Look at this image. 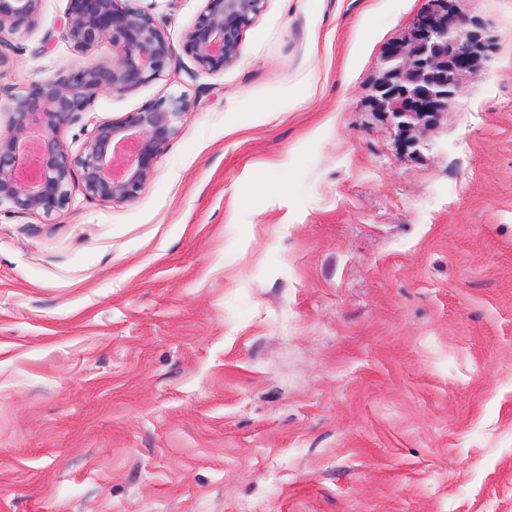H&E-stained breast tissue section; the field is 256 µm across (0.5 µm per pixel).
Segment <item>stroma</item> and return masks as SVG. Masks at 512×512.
I'll return each instance as SVG.
<instances>
[{"label": "stroma", "mask_w": 512, "mask_h": 512, "mask_svg": "<svg viewBox=\"0 0 512 512\" xmlns=\"http://www.w3.org/2000/svg\"><path fill=\"white\" fill-rule=\"evenodd\" d=\"M181 45L204 0H138ZM427 0H265L138 199L0 207V512H512V0L406 150L369 98ZM67 0L0 100L69 70Z\"/></svg>", "instance_id": "1"}]
</instances>
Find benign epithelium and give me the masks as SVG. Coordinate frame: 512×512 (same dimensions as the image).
Here are the masks:
<instances>
[{"instance_id": "obj_1", "label": "benign epithelium", "mask_w": 512, "mask_h": 512, "mask_svg": "<svg viewBox=\"0 0 512 512\" xmlns=\"http://www.w3.org/2000/svg\"><path fill=\"white\" fill-rule=\"evenodd\" d=\"M264 0H205L181 49L198 66L217 73L237 60L242 32L261 12ZM41 0H0V35L32 28ZM62 36L86 54L112 43L111 60L79 63L68 72L27 85L0 111V204L46 217L68 207L71 185L104 203L131 202L146 188L157 158L189 112L185 96L144 104L118 123L95 124L81 151L72 154L60 138L63 126L90 110L104 93L125 91L176 67L177 51L152 16L119 0H67ZM482 27L457 0H430L408 41L391 45L382 57L371 108L397 120L403 132L414 122H431L448 111L455 86L442 79L487 57Z\"/></svg>"}]
</instances>
